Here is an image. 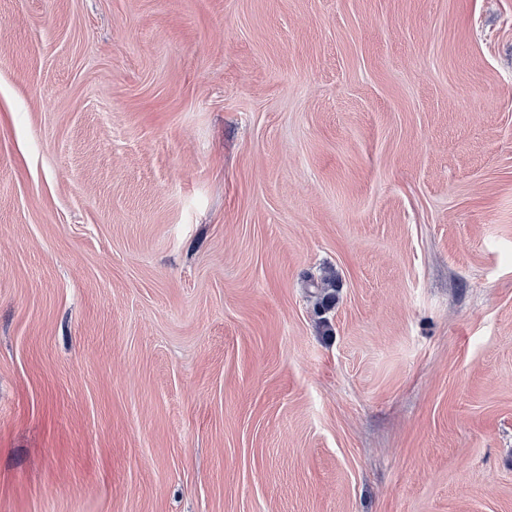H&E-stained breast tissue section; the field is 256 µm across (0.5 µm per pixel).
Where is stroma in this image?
<instances>
[{"label":"stroma","mask_w":512,"mask_h":512,"mask_svg":"<svg viewBox=\"0 0 512 512\" xmlns=\"http://www.w3.org/2000/svg\"><path fill=\"white\" fill-rule=\"evenodd\" d=\"M0 512H512V0H0Z\"/></svg>","instance_id":"35a3bbf8"}]
</instances>
